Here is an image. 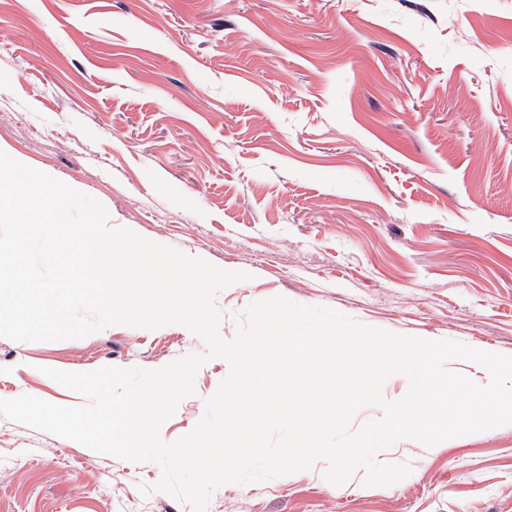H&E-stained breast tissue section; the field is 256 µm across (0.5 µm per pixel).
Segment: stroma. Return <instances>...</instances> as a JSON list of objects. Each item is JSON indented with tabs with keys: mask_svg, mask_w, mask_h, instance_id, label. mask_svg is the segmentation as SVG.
<instances>
[{
	"mask_svg": "<svg viewBox=\"0 0 512 512\" xmlns=\"http://www.w3.org/2000/svg\"><path fill=\"white\" fill-rule=\"evenodd\" d=\"M0 151L109 222L222 269L219 333L282 296L512 356V0H0ZM204 342L113 325L0 337V399L83 396L44 368L154 370ZM206 362L172 442L229 373ZM335 486L311 469L219 487L213 512H512V425L403 439ZM132 462L0 416V512H192Z\"/></svg>",
	"mask_w": 512,
	"mask_h": 512,
	"instance_id": "35a3bbf8",
	"label": "stroma"
}]
</instances>
